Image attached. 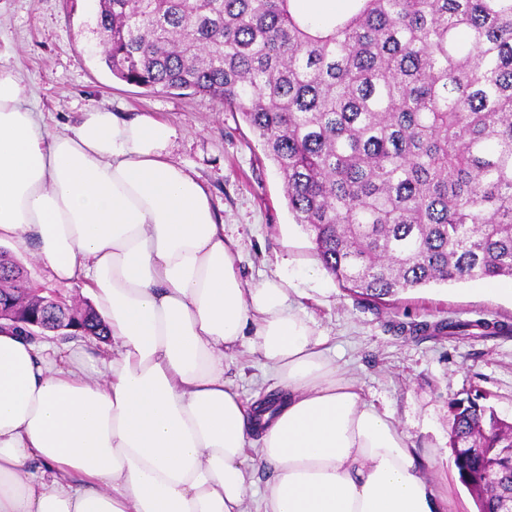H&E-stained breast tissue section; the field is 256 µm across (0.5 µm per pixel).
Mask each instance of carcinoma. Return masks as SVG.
Segmentation results:
<instances>
[{
    "label": "carcinoma",
    "instance_id": "obj_1",
    "mask_svg": "<svg viewBox=\"0 0 512 512\" xmlns=\"http://www.w3.org/2000/svg\"><path fill=\"white\" fill-rule=\"evenodd\" d=\"M115 78L241 114L282 175L295 223L339 285L381 302L431 284L512 277V0H351L313 27L299 0H98ZM27 301L0 249V305ZM68 336L109 339L93 306ZM470 391L449 403L479 512L512 497V425Z\"/></svg>",
    "mask_w": 512,
    "mask_h": 512
}]
</instances>
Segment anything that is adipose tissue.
<instances>
[{"label": "adipose tissue", "mask_w": 512, "mask_h": 512, "mask_svg": "<svg viewBox=\"0 0 512 512\" xmlns=\"http://www.w3.org/2000/svg\"><path fill=\"white\" fill-rule=\"evenodd\" d=\"M28 102L0 64V243L83 281L112 346L67 355L0 325V512H440L293 278L243 283L169 124L91 106L51 133ZM241 347L281 394L274 415L224 377ZM258 461L273 470L259 490Z\"/></svg>", "instance_id": "obj_1"}]
</instances>
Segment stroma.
Listing matches in <instances>:
<instances>
[{
	"mask_svg": "<svg viewBox=\"0 0 512 512\" xmlns=\"http://www.w3.org/2000/svg\"><path fill=\"white\" fill-rule=\"evenodd\" d=\"M95 7L96 0H0V51H9L48 131L75 124L89 105L121 119L151 114L170 124L176 131L172 157L207 188L225 235L238 246L243 280L293 275L296 305L335 346L345 375L415 446L442 512H478L453 465L448 404L477 388L512 422V297L488 292L485 281L466 280L375 303L341 288L327 271L302 278L316 259L313 244L289 213L283 180L256 133L239 113L208 97L154 94L114 78L89 42ZM10 251L41 295L91 303L81 283L51 280L29 251L16 245ZM451 319L470 324L469 335L438 331ZM483 322L504 324L503 334L482 335ZM262 370L259 355L241 349L225 377L249 400L266 389Z\"/></svg>",
	"mask_w": 512,
	"mask_h": 512,
	"instance_id": "35a3bbf8",
	"label": "stroma"
}]
</instances>
